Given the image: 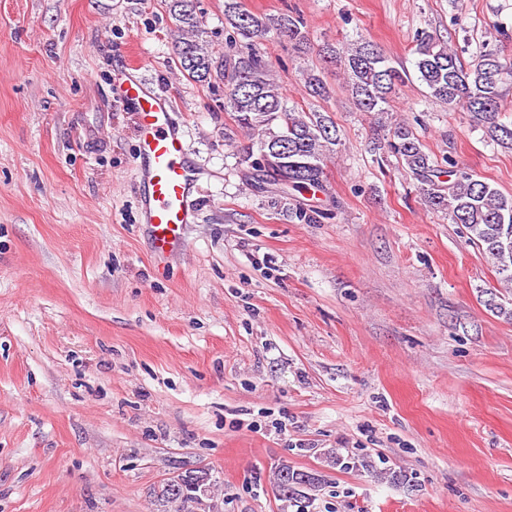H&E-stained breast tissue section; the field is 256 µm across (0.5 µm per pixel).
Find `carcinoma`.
<instances>
[{"label": "carcinoma", "mask_w": 512, "mask_h": 512, "mask_svg": "<svg viewBox=\"0 0 512 512\" xmlns=\"http://www.w3.org/2000/svg\"><path fill=\"white\" fill-rule=\"evenodd\" d=\"M169 15L178 33L177 64L187 77L209 83L224 81V110L237 125L258 131V153L245 152L240 162L252 170L254 182L275 185L286 195L292 191L323 190L327 153L340 143L339 129L330 116L305 112L287 105L272 77L275 64L265 57L260 40L272 35L286 39L303 52L310 47L306 22L298 14L257 16L239 0H225L224 19L232 29L230 45H239L232 56L216 58L203 40L204 22L192 0H167ZM418 80L429 95L482 125L495 144L512 148V122L499 120L512 94V61L481 50L473 64L464 66L435 30L416 34L413 49ZM324 64L343 70L354 106L360 112H387L407 73L390 65L384 54L364 39L338 50H319ZM305 88L320 99L331 91L320 70H310ZM380 149L396 158L417 181L424 204L448 216L464 229L469 240L495 263L501 279L512 284V194H505L468 169L446 159L439 161L413 129L404 122L389 126ZM484 306L496 316L512 320V299L485 290ZM319 471L293 469L283 463L272 472L271 485L281 509L305 501L312 503L325 485ZM156 512H188L194 501L184 487V473L163 480L150 492ZM196 502V501H194ZM198 501L194 509L206 512Z\"/></svg>", "instance_id": "carcinoma-1"}]
</instances>
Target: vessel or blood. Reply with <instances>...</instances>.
I'll return each mask as SVG.
<instances>
[{
    "label": "vessel or blood",
    "instance_id": "b4317fda",
    "mask_svg": "<svg viewBox=\"0 0 512 512\" xmlns=\"http://www.w3.org/2000/svg\"><path fill=\"white\" fill-rule=\"evenodd\" d=\"M138 65L121 67L114 78L121 102L135 114L143 184L141 222L148 230L157 260H165L184 244L193 223L199 172L189 160L184 132L175 122L170 101L139 74Z\"/></svg>",
    "mask_w": 512,
    "mask_h": 512
}]
</instances>
